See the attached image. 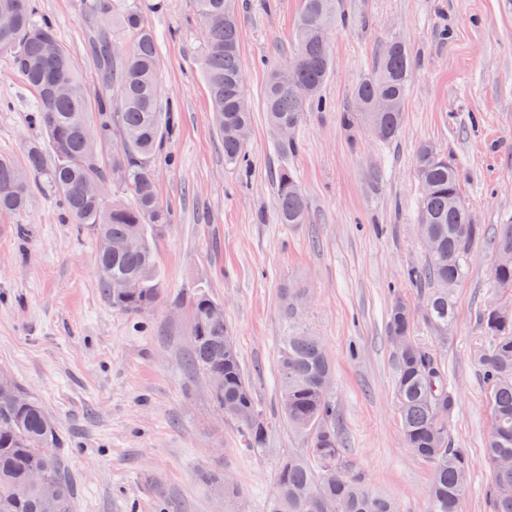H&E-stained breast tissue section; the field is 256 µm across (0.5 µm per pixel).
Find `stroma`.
Wrapping results in <instances>:
<instances>
[{
    "instance_id": "obj_1",
    "label": "stroma",
    "mask_w": 512,
    "mask_h": 512,
    "mask_svg": "<svg viewBox=\"0 0 512 512\" xmlns=\"http://www.w3.org/2000/svg\"><path fill=\"white\" fill-rule=\"evenodd\" d=\"M156 34L165 96L180 127L157 164L156 186L172 222L154 242L163 298L138 315L114 310L96 275V240L67 223L55 199L37 195L21 221L0 220V371L36 396L62 436L74 512H265L280 459L308 447L280 415L277 352L282 336H318L333 365L328 397L345 459L398 512H427L431 464L406 447L393 395L395 361L386 333L391 292L415 317L414 336L436 353L458 407L448 427L471 457L462 512H489L492 430L478 366L479 313L506 299L492 285L500 224L512 219V0H341L330 33L326 109L306 113L289 157L310 221L282 224L275 209L281 161L264 120L269 70L292 55L301 0H236L240 53L253 112L248 168L224 162L202 66L203 22L194 0H141ZM52 19L87 86L91 20L81 0H32ZM406 43L413 72L405 123L379 142L364 125L345 128L353 87L373 72L377 49ZM34 100L0 61V155L22 160L39 137ZM429 142L458 170L462 196L488 234L452 290L454 321L439 343L423 320L424 289L407 279L425 251L417 221L415 155ZM24 234H17V226ZM224 308L257 406L269 424L245 449L236 424L187 367L197 287ZM302 303L284 311L287 292ZM240 495L225 500L216 477Z\"/></svg>"
}]
</instances>
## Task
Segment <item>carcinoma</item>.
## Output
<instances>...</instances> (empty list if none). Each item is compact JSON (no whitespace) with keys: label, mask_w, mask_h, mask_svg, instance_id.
I'll return each mask as SVG.
<instances>
[{"label":"carcinoma","mask_w":512,"mask_h":512,"mask_svg":"<svg viewBox=\"0 0 512 512\" xmlns=\"http://www.w3.org/2000/svg\"><path fill=\"white\" fill-rule=\"evenodd\" d=\"M3 7L11 9L13 23L0 29V57L34 94L30 121L41 129L43 140L24 144L22 165L0 156V216L24 213L40 191L53 195L71 223L97 238L99 285L112 308L130 315L149 309L162 295L153 242L171 223V211L158 197L154 171L177 117L162 95L156 38L144 21L143 5L139 0L83 3L96 21L88 40L97 71L94 111L53 21L37 16L30 0H0ZM195 7L205 24L203 69L224 162L246 168L247 140L241 130L251 129L253 116L239 107L245 82L236 0H195ZM339 10L340 0H302L293 54L286 65L268 72L264 87L265 121L273 131L283 126L295 129L305 112L325 106L321 91L332 69L328 34ZM116 27L127 36L126 44L114 38ZM412 69L404 43L391 40L381 46L374 72L355 88L358 107L343 113V124L359 118L379 140H394L404 124ZM298 84L308 87L307 96L294 93ZM384 97L391 108L380 112L376 104ZM415 168L420 185L418 221L434 248L422 266L408 272V279L427 288L424 319L435 337L445 342L454 318L451 288L465 277L466 260L486 237L487 228L471 222L458 172L447 155L423 143ZM93 180L116 186L118 194H87L85 186ZM276 203L280 223H309L305 196L286 165L276 175ZM135 236L139 247L124 249ZM495 250L512 253V224L500 226ZM118 281L131 285L126 294L113 288ZM493 282L511 291L512 263L494 266ZM216 305L203 290L192 298L191 365L207 380L216 407L235 421L245 445L257 447L268 423L258 411L231 328L211 319ZM413 325L409 305L393 294L386 329L394 347L393 392L402 434L406 446L434 468L426 491L428 512H461L470 456L448 440L457 395L441 362L416 342ZM480 325L485 343L478 363L494 426L485 448L494 471L489 512H512V297L485 308ZM278 373L281 416L294 430L310 435V447L279 462L267 512H397L391 500L370 493L362 473L344 460L336 409L322 386L332 366L318 337L305 331L283 337ZM60 439L56 425L47 423L41 403L20 384L0 390V512H43L41 490L30 484L34 472L59 486L61 512H72L74 496L58 452ZM46 448L53 449L52 457L46 456Z\"/></svg>","instance_id":"obj_1"}]
</instances>
